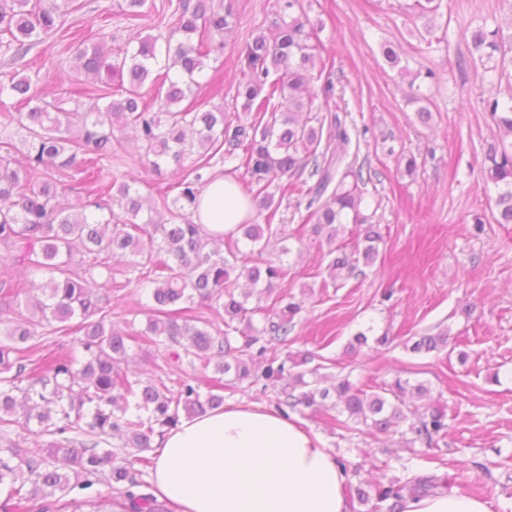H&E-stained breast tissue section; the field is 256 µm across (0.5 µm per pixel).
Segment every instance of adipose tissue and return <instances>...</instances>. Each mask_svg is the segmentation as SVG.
Masks as SVG:
<instances>
[{"mask_svg":"<svg viewBox=\"0 0 512 512\" xmlns=\"http://www.w3.org/2000/svg\"><path fill=\"white\" fill-rule=\"evenodd\" d=\"M252 217L232 179L217 178L194 214L211 235ZM150 473L176 512H351L347 474L319 436L260 405L229 406L182 421L157 441ZM404 512H492L486 500L439 494L407 500Z\"/></svg>","mask_w":512,"mask_h":512,"instance_id":"ef3b65f1","label":"adipose tissue"}]
</instances>
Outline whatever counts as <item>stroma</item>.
Wrapping results in <instances>:
<instances>
[{
    "mask_svg": "<svg viewBox=\"0 0 512 512\" xmlns=\"http://www.w3.org/2000/svg\"><path fill=\"white\" fill-rule=\"evenodd\" d=\"M119 2L76 0L64 27H105L115 50L137 31L175 34L177 17L166 10L167 0H148L150 12L136 30ZM234 7L237 24L224 55L208 62L221 79L195 102L204 110L223 106L230 118L250 122L253 114L235 99L239 53L256 35L274 30L279 7L277 0H234ZM304 8L317 24L322 58L334 62V91L320 113H339L351 130L345 160L365 165L370 174L361 210L379 224L383 241L364 277L341 288L327 283V245L306 235L300 252L282 257L269 248L267 259L281 260L285 270L283 291L301 305L288 350L312 356L330 378L346 375L373 387L398 377L425 383L447 413L448 433L428 448L361 424L340 428L323 411L304 409L294 418L348 467L358 468L359 481L401 477L397 460L410 458L449 477L451 492L484 499L494 512H512V224L493 218L496 192L483 170L499 137L482 102L483 70L474 66L467 39L473 28L491 29L512 16V0H443L434 19L443 41L432 47L422 21L397 10L396 0H304ZM388 42L398 48L399 67L382 54ZM63 47L57 34L23 60L0 54V81L20 73L52 84ZM429 69L436 78L421 84L432 112L425 126L408 99L407 75ZM403 155L416 157L415 177L398 172ZM312 184L305 174L271 183L280 232L295 233ZM478 217L483 226H475ZM134 276L125 261L113 260L112 319L134 317L141 329L146 316L137 313L136 290L127 284ZM441 330L454 354L410 350V340ZM364 331L389 341L351 350L354 336ZM130 370L171 388L196 374L189 361L169 362L163 345L153 347L150 358H136Z\"/></svg>",
    "mask_w": 512,
    "mask_h": 512,
    "instance_id": "35a3bbf8",
    "label": "stroma"
}]
</instances>
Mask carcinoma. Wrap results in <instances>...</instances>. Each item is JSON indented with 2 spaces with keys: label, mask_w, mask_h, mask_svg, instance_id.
<instances>
[{
  "label": "carcinoma",
  "mask_w": 512,
  "mask_h": 512,
  "mask_svg": "<svg viewBox=\"0 0 512 512\" xmlns=\"http://www.w3.org/2000/svg\"><path fill=\"white\" fill-rule=\"evenodd\" d=\"M147 0H123L122 15L135 21L145 16ZM281 19L272 36L256 35L244 48L246 69L235 89V99L246 112H255L252 124L235 123L221 106L201 111L184 104L200 87L218 80L207 71L210 56L224 54V37L236 21L232 0H178L182 39L135 37L112 59L107 34H75L64 49L79 63L55 68L60 96L47 99L38 92L39 78L13 76L0 83V97L7 94L27 107L14 118L3 113L4 124L18 121L26 131L24 160L17 161L15 145L0 137V259L19 265L30 275L44 279L42 296L29 297L28 315L0 330V512H107L117 506L124 512H169L158 500L143 471L117 461L119 452L132 455L143 466L150 459L154 438L175 428L180 418H192L224 405L219 386L203 395L200 385L188 379L178 389L163 379L131 380L122 366L128 364L131 345H167L176 348L175 360L185 356L202 370L232 374L238 382L263 380L279 387L276 409L283 415L303 408L336 410V426L351 429L362 424L378 433L408 424L412 441L430 447L448 429L446 411L435 404L410 409L404 397L423 399L429 388L400 377L377 391H368L347 377H336L322 386L319 368L309 370L307 355L280 356L288 345L293 320L300 305L278 292L284 276L281 265L264 258L271 240L278 236L272 221L276 211L266 192L269 180L309 172L317 178L313 194L322 199L306 221L311 234L332 245L336 225L357 224L360 247L336 257L329 265L330 279L337 282L363 274L359 264L372 265L382 240L379 225L363 214L360 205L366 179L363 167L339 171L340 158L320 150L351 141L349 128L339 116L330 121L302 119L315 110V80H324V98L333 94V83L323 77L328 63L311 44L314 25L300 0H283ZM442 0H405L404 13L424 21L430 36L427 45L441 43L430 20ZM73 11V0H0V51L12 58L25 57L37 44L63 27ZM208 41L193 43L198 32ZM473 63L499 79L512 80V33L501 26H479L470 34ZM118 83L116 89L104 80ZM155 90L153 103L142 89ZM75 107H61L62 98ZM106 100L102 106L100 100ZM90 102L89 109L80 106ZM486 112L501 139V148L489 156L485 178L496 192V222L512 224V94L500 99L499 90L488 88L483 99ZM131 131L143 153L136 163L164 176L163 167L182 166L199 154L194 178L157 186L160 206L143 208L139 178L131 171L99 185L101 163L121 160L115 146ZM224 150L228 172L244 168L255 179L249 189L252 207L268 211L267 224L244 223L237 234L210 236L194 222V208L202 187L213 181L206 175L212 150ZM73 172L75 185L61 180ZM175 196H170L172 191ZM75 191L81 205L69 201ZM122 214L117 215L113 206ZM86 267L71 268L75 257ZM126 258L142 269L136 287L146 295L141 305L149 312L146 328L112 325V259ZM109 274L98 282L93 270ZM270 303L262 305L263 298ZM224 299V335L215 336L208 324L198 325L189 315L193 304ZM256 299L249 306L250 299ZM263 319L253 324V316ZM76 319L77 345L58 344L56 351L33 363L26 343L38 334L68 331L65 323ZM242 343L232 346V335ZM448 349V333L424 335L411 346L414 352ZM80 391H75L74 387ZM150 412L146 421L130 409ZM39 430L26 448L14 441L11 429ZM117 437V450L109 449ZM117 486L118 497L105 498L92 491L98 484ZM447 479L411 468L405 479L387 484L358 485L355 493L366 505L376 500L372 512H402L404 500L433 496Z\"/></svg>",
  "instance_id": "obj_1"
}]
</instances>
